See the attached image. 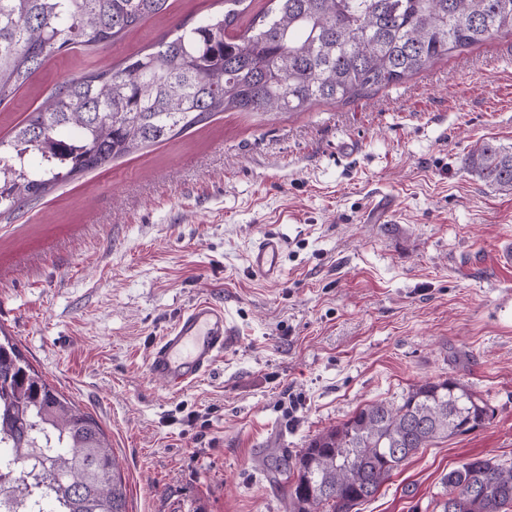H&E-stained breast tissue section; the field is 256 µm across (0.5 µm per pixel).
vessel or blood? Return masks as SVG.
Returning <instances> with one entry per match:
<instances>
[{"mask_svg": "<svg viewBox=\"0 0 512 512\" xmlns=\"http://www.w3.org/2000/svg\"><path fill=\"white\" fill-rule=\"evenodd\" d=\"M282 245L276 236L261 237L248 262L253 275L265 281L283 274ZM235 341V330L223 309L208 300L191 304L153 345L151 375L179 391L208 374Z\"/></svg>", "mask_w": 512, "mask_h": 512, "instance_id": "1", "label": "vessel or blood"}]
</instances>
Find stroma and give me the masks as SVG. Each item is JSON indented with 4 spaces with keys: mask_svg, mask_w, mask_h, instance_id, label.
Returning <instances> with one entry per match:
<instances>
[{
    "mask_svg": "<svg viewBox=\"0 0 512 512\" xmlns=\"http://www.w3.org/2000/svg\"><path fill=\"white\" fill-rule=\"evenodd\" d=\"M111 45L52 56L0 103V138L63 81L149 52L222 0H168ZM512 145V35L305 112H221L0 220V333L105 429L129 512H286L263 449L295 454L361 406L449 376L493 410L423 449L360 512H433L441 478L512 464V192L463 166ZM283 241L278 282L247 255ZM240 337L173 392L147 361L193 302Z\"/></svg>",
    "mask_w": 512,
    "mask_h": 512,
    "instance_id": "stroma-1",
    "label": "stroma"
}]
</instances>
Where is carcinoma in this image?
<instances>
[{"label":"carcinoma","instance_id":"cac0c4a2","mask_svg":"<svg viewBox=\"0 0 512 512\" xmlns=\"http://www.w3.org/2000/svg\"><path fill=\"white\" fill-rule=\"evenodd\" d=\"M168 0H0V103L62 48L98 47ZM150 53L61 84L0 139V215L60 183L170 140L220 112H305L401 84L437 60L512 35V0H268L239 29L245 0ZM37 154L41 167H29ZM512 192V147L464 159ZM493 410L448 377L414 384L316 434L289 461L288 512H353L424 448L483 428ZM0 494L35 512H128L123 473L99 422L50 386L17 344L0 341ZM439 512H512V466L473 458L442 478Z\"/></svg>","mask_w":512,"mask_h":512}]
</instances>
